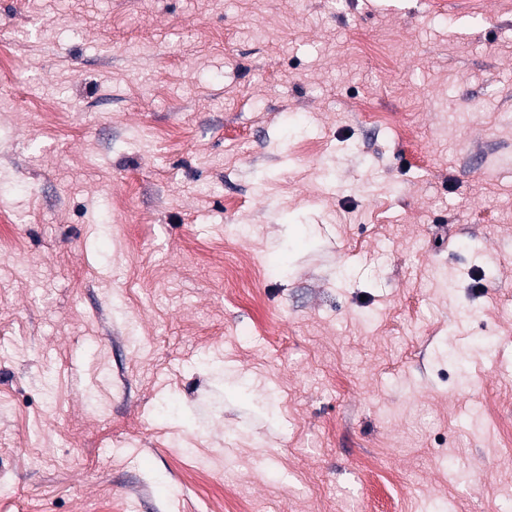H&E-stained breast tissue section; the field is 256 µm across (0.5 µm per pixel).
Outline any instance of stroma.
Segmentation results:
<instances>
[{"label":"stroma","mask_w":512,"mask_h":512,"mask_svg":"<svg viewBox=\"0 0 512 512\" xmlns=\"http://www.w3.org/2000/svg\"><path fill=\"white\" fill-rule=\"evenodd\" d=\"M0 512H498L512 0H0Z\"/></svg>","instance_id":"35a3bbf8"}]
</instances>
